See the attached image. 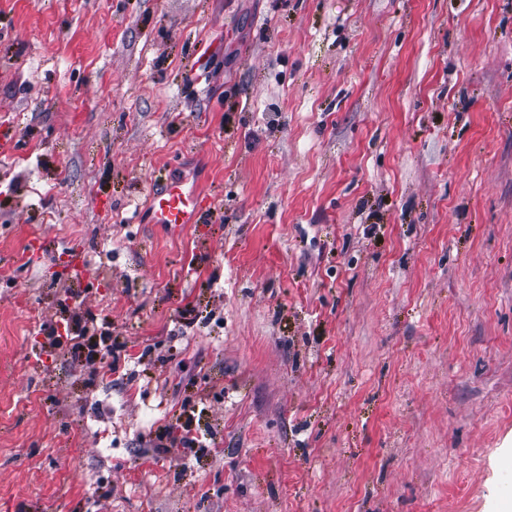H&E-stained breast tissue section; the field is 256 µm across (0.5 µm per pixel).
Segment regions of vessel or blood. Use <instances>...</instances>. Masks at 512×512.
I'll list each match as a JSON object with an SVG mask.
<instances>
[{"label":"vessel or blood","mask_w":512,"mask_h":512,"mask_svg":"<svg viewBox=\"0 0 512 512\" xmlns=\"http://www.w3.org/2000/svg\"><path fill=\"white\" fill-rule=\"evenodd\" d=\"M210 206L211 199L203 188L189 184L187 178L171 176L153 185L143 210L150 223L178 231L198 223Z\"/></svg>","instance_id":"1"}]
</instances>
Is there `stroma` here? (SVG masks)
Returning <instances> with one entry per match:
<instances>
[{
	"mask_svg": "<svg viewBox=\"0 0 512 512\" xmlns=\"http://www.w3.org/2000/svg\"><path fill=\"white\" fill-rule=\"evenodd\" d=\"M4 136L0 512H501L512 0H0ZM211 207L207 192L197 186L188 185L184 177H169L164 182L153 184L143 208L149 224H160L173 231H179L184 224H198L204 213Z\"/></svg>",
	"mask_w": 512,
	"mask_h": 512,
	"instance_id": "obj_1",
	"label": "stroma"
}]
</instances>
